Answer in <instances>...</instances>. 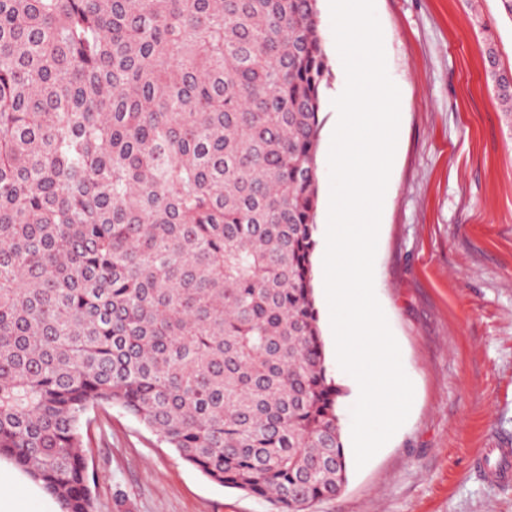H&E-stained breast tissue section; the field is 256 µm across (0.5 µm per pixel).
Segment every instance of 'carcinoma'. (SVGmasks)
Listing matches in <instances>:
<instances>
[{
	"mask_svg": "<svg viewBox=\"0 0 512 512\" xmlns=\"http://www.w3.org/2000/svg\"><path fill=\"white\" fill-rule=\"evenodd\" d=\"M316 2L0 0V459L62 512H97L105 406L272 512L347 483L314 288Z\"/></svg>",
	"mask_w": 512,
	"mask_h": 512,
	"instance_id": "1",
	"label": "carcinoma"
}]
</instances>
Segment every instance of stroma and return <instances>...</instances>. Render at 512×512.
I'll use <instances>...</instances> for the list:
<instances>
[{
    "label": "stroma",
    "instance_id": "1",
    "mask_svg": "<svg viewBox=\"0 0 512 512\" xmlns=\"http://www.w3.org/2000/svg\"><path fill=\"white\" fill-rule=\"evenodd\" d=\"M401 91L374 290L414 386L407 421L312 512H512V486L474 456L512 444V121L485 58L512 72L502 0H375ZM319 200L329 194L333 101L345 84L328 0ZM84 449L98 512H270L216 485L121 408L94 409Z\"/></svg>",
    "mask_w": 512,
    "mask_h": 512
}]
</instances>
